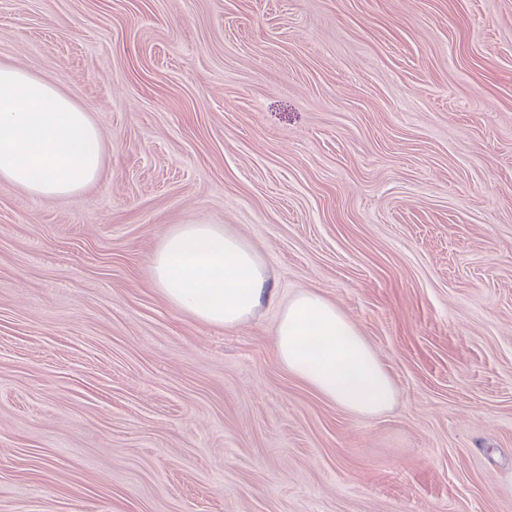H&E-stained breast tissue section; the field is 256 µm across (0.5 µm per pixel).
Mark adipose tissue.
Instances as JSON below:
<instances>
[{"label": "adipose tissue", "instance_id": "obj_1", "mask_svg": "<svg viewBox=\"0 0 512 512\" xmlns=\"http://www.w3.org/2000/svg\"><path fill=\"white\" fill-rule=\"evenodd\" d=\"M103 153L87 112L54 85L0 64V180L36 197H72L99 177ZM152 271L172 306L220 327L245 321L270 295L259 256L218 224H184L167 234ZM274 345L290 373L352 413L376 415L396 400L376 352L319 294L301 291L288 301Z\"/></svg>", "mask_w": 512, "mask_h": 512}]
</instances>
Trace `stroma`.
Masks as SVG:
<instances>
[{
  "mask_svg": "<svg viewBox=\"0 0 512 512\" xmlns=\"http://www.w3.org/2000/svg\"><path fill=\"white\" fill-rule=\"evenodd\" d=\"M0 63L105 144L0 181V512H512V0H0ZM191 223L267 268L238 327L151 282ZM302 290L390 409L278 361Z\"/></svg>",
  "mask_w": 512,
  "mask_h": 512,
  "instance_id": "35a3bbf8",
  "label": "stroma"
}]
</instances>
